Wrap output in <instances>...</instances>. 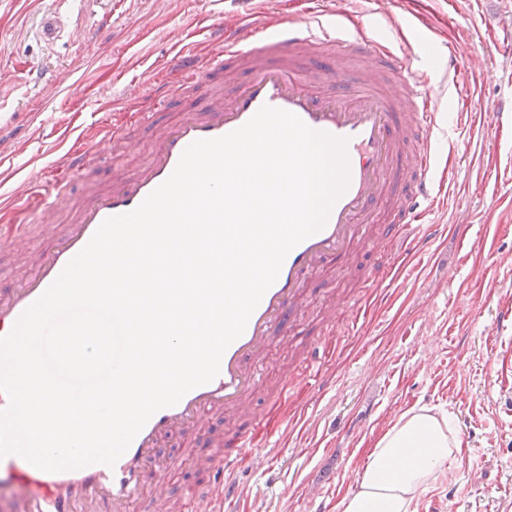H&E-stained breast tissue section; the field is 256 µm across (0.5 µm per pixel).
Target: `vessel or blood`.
Segmentation results:
<instances>
[{"label":"vessel or blood","instance_id":"1","mask_svg":"<svg viewBox=\"0 0 512 512\" xmlns=\"http://www.w3.org/2000/svg\"><path fill=\"white\" fill-rule=\"evenodd\" d=\"M215 50L202 57L187 77L200 98L196 111L173 123L156 114L141 118L155 141L150 160L130 173H115L112 188L95 192L76 208L69 222H59L53 204L65 189L60 176L24 180L30 200L52 245L32 267L15 275L0 291V337L7 336L23 313L55 282L68 262L90 241L104 220L135 210L176 168L193 142L224 136L249 121L265 105L297 115L313 130L345 140L349 179L331 207L325 225L286 256L276 281L263 295L240 337L225 350L217 377L187 392L171 407L157 411L114 465L93 463L78 469L47 472L17 454L0 458V512H168L161 482L146 494L147 471L161 479L170 468L159 448L164 437H191L188 456L202 467L190 499V512H224L235 491L230 473L240 462L265 469L268 459L251 445L249 431L215 436L204 429L209 416H232L261 383L249 362L287 331L309 276L323 263L364 247L363 225L374 223L384 198L396 204L394 222L405 242L394 256L400 271L431 236L416 208L405 199L440 203V187L450 176L436 150L443 115L421 89L415 73L387 47L368 54L364 30L349 32L337 18L332 0H315L309 21L272 24L246 11L241 24L212 36ZM367 57L357 77L342 70L321 75V49ZM306 58L314 80L298 76L291 51ZM246 61L251 78L232 99L211 91L208 81L239 80L236 64ZM45 84L55 90L81 84L76 69L51 73Z\"/></svg>","mask_w":512,"mask_h":512}]
</instances>
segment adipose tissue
<instances>
[{
  "label": "adipose tissue",
  "instance_id": "1",
  "mask_svg": "<svg viewBox=\"0 0 512 512\" xmlns=\"http://www.w3.org/2000/svg\"><path fill=\"white\" fill-rule=\"evenodd\" d=\"M458 437L446 419L423 409L402 414L371 451L356 492L341 512H415L439 466L450 461Z\"/></svg>",
  "mask_w": 512,
  "mask_h": 512
}]
</instances>
